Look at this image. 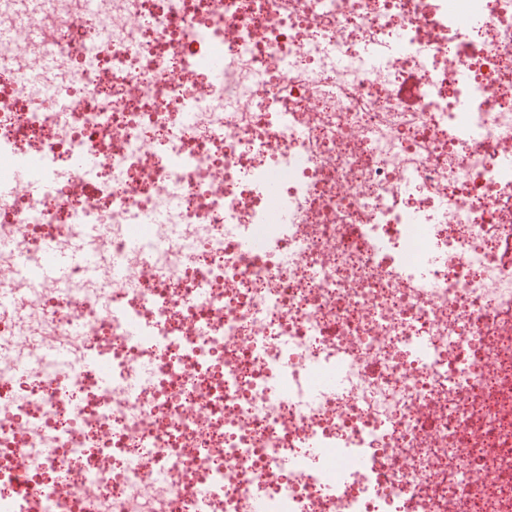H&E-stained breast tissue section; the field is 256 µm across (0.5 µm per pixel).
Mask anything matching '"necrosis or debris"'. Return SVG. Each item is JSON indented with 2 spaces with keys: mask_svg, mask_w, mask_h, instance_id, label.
Wrapping results in <instances>:
<instances>
[{
  "mask_svg": "<svg viewBox=\"0 0 512 512\" xmlns=\"http://www.w3.org/2000/svg\"><path fill=\"white\" fill-rule=\"evenodd\" d=\"M49 3L0 182L93 167L0 241L132 278L0 316V512H512V0Z\"/></svg>",
  "mask_w": 512,
  "mask_h": 512,
  "instance_id": "1",
  "label": "necrosis or debris"
}]
</instances>
